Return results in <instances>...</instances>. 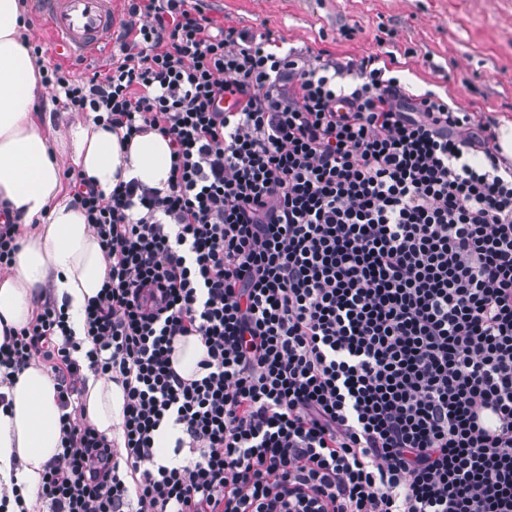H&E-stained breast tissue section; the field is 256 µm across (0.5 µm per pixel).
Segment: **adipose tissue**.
<instances>
[{
	"instance_id": "1",
	"label": "adipose tissue",
	"mask_w": 512,
	"mask_h": 512,
	"mask_svg": "<svg viewBox=\"0 0 512 512\" xmlns=\"http://www.w3.org/2000/svg\"><path fill=\"white\" fill-rule=\"evenodd\" d=\"M21 0H0V207L27 231L10 273L0 275V339L25 326L45 299L63 306L76 340L84 338V309L100 291L106 263L81 209L63 185L60 145L45 135L34 104L41 77L25 43ZM70 156L102 191L135 181L163 189L170 173L169 140L151 130L122 143L93 119L66 132ZM87 419L108 438L122 439L121 384L84 369ZM0 486H20L7 512H31L45 464L61 448L56 385L38 361L0 387Z\"/></svg>"
}]
</instances>
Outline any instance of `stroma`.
<instances>
[{
	"mask_svg": "<svg viewBox=\"0 0 512 512\" xmlns=\"http://www.w3.org/2000/svg\"><path fill=\"white\" fill-rule=\"evenodd\" d=\"M210 18L340 61L393 53L413 93L512 120V0H194Z\"/></svg>",
	"mask_w": 512,
	"mask_h": 512,
	"instance_id": "1",
	"label": "stroma"
}]
</instances>
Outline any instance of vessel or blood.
Segmentation results:
<instances>
[{"instance_id":"1","label":"vessel or blood","mask_w":512,"mask_h":512,"mask_svg":"<svg viewBox=\"0 0 512 512\" xmlns=\"http://www.w3.org/2000/svg\"><path fill=\"white\" fill-rule=\"evenodd\" d=\"M47 21L46 34L63 59H83L112 48L118 0H34Z\"/></svg>"}]
</instances>
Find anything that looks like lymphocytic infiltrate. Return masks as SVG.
I'll return each mask as SVG.
<instances>
[{
    "mask_svg": "<svg viewBox=\"0 0 512 512\" xmlns=\"http://www.w3.org/2000/svg\"><path fill=\"white\" fill-rule=\"evenodd\" d=\"M126 13L108 73L41 71L70 111L171 145L164 192L63 173L107 265L84 353L122 385L123 447L77 415L63 309L0 344L59 389L47 512H512V162L490 122L377 54L190 0ZM181 336L202 377L174 369ZM163 428L189 464L158 463Z\"/></svg>",
    "mask_w": 512,
    "mask_h": 512,
    "instance_id": "lymphocytic-infiltrate-1",
    "label": "lymphocytic infiltrate"
}]
</instances>
